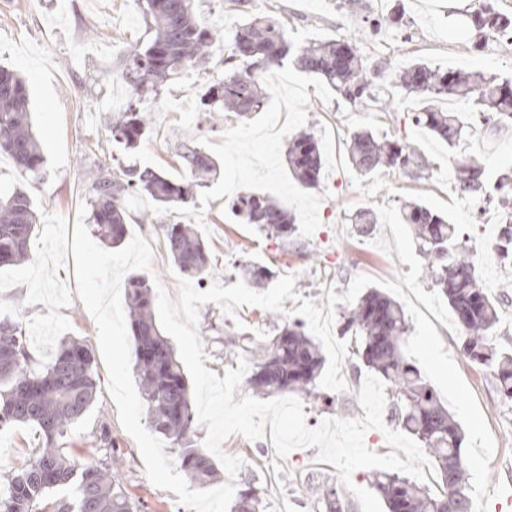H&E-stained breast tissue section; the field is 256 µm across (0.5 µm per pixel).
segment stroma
Masks as SVG:
<instances>
[{
    "mask_svg": "<svg viewBox=\"0 0 512 512\" xmlns=\"http://www.w3.org/2000/svg\"><path fill=\"white\" fill-rule=\"evenodd\" d=\"M483 0H359L358 12L340 0H251V10L280 21L291 40L353 38L365 58L396 65L426 61L435 66L512 75V44L495 50L474 51L470 16ZM398 8L400 28L372 34L365 17ZM150 37L137 0H0V66L25 78L33 128L42 145L45 174L41 180L23 178L12 160L0 155V187L28 191L39 215L40 230L31 243L33 259L26 266L0 269V319L22 323L29 333L37 367L51 360L64 337L85 341L98 373V392L86 416L72 430L71 453L76 460L99 459L101 428H108L122 463L118 484L139 512H188L175 493L148 479L134 439L122 427L108 391V372L98 342L96 324L78 297L71 252L79 203L87 201L86 175L99 167H113L126 157L112 144V119L124 111L130 89L123 73L131 50ZM222 71H209L164 84L147 104L151 132L136 153L137 163L180 176L181 143L203 147L219 163V173L207 186L197 187L189 203L175 215L156 211L146 199L127 207L128 232L144 237L154 250L145 275L160 282L170 297H177L179 272L163 246V226L170 220L197 225L206 240L213 265L199 290L214 282L234 285L240 274L233 261L258 260L274 277L291 275L294 290L315 306L326 307L328 292L346 294L351 280L366 275L396 281L410 267L395 250L390 228L373 225L360 233L350 218L365 208L402 205L420 200L448 214L455 223L496 224L498 213L489 203L460 197L453 182L439 180L450 166L448 148L407 117L415 102L397 112L372 108L357 111L344 105L319 78L286 65L284 81L269 82V97L251 118L238 119L202 111L200 97ZM367 128L374 133L412 145L425 161L427 174L417 176L385 170L357 174L348 161L351 134ZM315 133L325 154L317 189L306 191L293 180L286 144L293 132ZM488 174L512 161V134L483 132L470 140ZM271 194L295 212L298 230L281 238L236 223L226 203L241 188ZM492 297L500 301V322L492 336L496 347L512 349V265L499 264L490 272ZM284 313L255 306L237 314L255 343L270 342L296 309L284 300ZM227 318L212 303L201 306L198 332L204 344V365L217 376L237 368L239 353H230L218 340ZM436 330L449 350L463 380L475 395L495 442L489 464L487 512H512L502 493L512 488V406L497 399L490 371L468 361L460 350L461 336L444 325ZM307 427L326 418H356L362 408L355 392L322 390L320 399H303ZM42 436L32 425L0 431V453L25 465ZM271 439L251 442L239 435L226 439L224 453L243 460L237 489L253 485L260 491L265 512H315L310 494L316 484H338V471L317 460V448L298 449L287 457L270 455Z\"/></svg>",
    "mask_w": 512,
    "mask_h": 512,
    "instance_id": "35a3bbf8",
    "label": "stroma"
}]
</instances>
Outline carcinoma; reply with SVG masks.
<instances>
[{
	"instance_id": "obj_1",
	"label": "carcinoma",
	"mask_w": 512,
	"mask_h": 512,
	"mask_svg": "<svg viewBox=\"0 0 512 512\" xmlns=\"http://www.w3.org/2000/svg\"><path fill=\"white\" fill-rule=\"evenodd\" d=\"M140 2L150 19L151 37L145 47L130 53V103L112 123V139L125 150L139 147L148 135L149 113L142 107L146 94L158 92L172 76L207 70L214 47L224 42L215 29L201 22L194 0ZM471 23L477 51L493 42H512V14L502 11L496 0H483L481 8L471 14ZM227 48L225 62L230 67L201 99L205 112L251 117L262 109L268 96L262 74L291 62L322 79L354 107L374 103L398 110L407 98L419 99L422 106L412 113L413 124L450 149L475 135L463 121L462 112H480L495 127L512 117L511 76L442 69L424 62L404 66L371 63L355 43L344 39L296 45L270 16L250 15L235 27ZM0 153L8 155L23 175L39 174L45 162L32 129L26 81L5 67H0ZM348 158L361 176L379 168L401 173L427 169L411 146L368 129L351 135ZM182 159L186 169L182 179L151 167L121 165L116 170H98L89 179L98 239L112 247L124 242L126 197L141 195L154 207L171 212L188 201L193 187L217 173L215 158L201 147L184 146ZM450 163L457 189L497 203L501 222L494 251L498 260L512 263V169H500L489 190L485 166L477 156L459 152ZM288 164L302 188L317 186L324 157L313 134L301 131L288 142ZM229 205L241 223L254 224L270 235L289 237L296 231L294 214L269 196L245 188ZM400 216L412 229L425 275L447 299L455 316L464 356L492 369L501 396L512 403V351H502L492 343L500 322L498 302L480 287L460 225L419 200L406 202ZM37 226L38 216L26 191H0L1 267L31 261V240ZM164 238L180 273L204 279L212 258L196 225L168 224ZM240 269L244 280L254 286L265 284L272 275L258 262L248 261ZM126 304L133 370L150 427L169 441L188 480L206 485L218 475V468L197 445L198 422L189 386L173 347L160 331L152 289L145 277L129 276ZM409 329L403 306L385 292L369 288L344 312L341 334L353 336L363 366L390 386L387 417L432 455L441 486L433 493L407 477L388 472L372 474L371 483L388 512H471L463 432L440 396L407 359L404 345ZM324 364L320 344L303 330V324H289L272 342L259 347L246 385L256 394L291 392L316 399ZM96 393L93 360L82 340L61 339L51 361L35 369L22 325L0 319V429L34 424L42 433V447L0 483V512H137L136 505L116 489L114 444L107 429H101L99 435L105 459L78 464L67 452L71 429L90 409ZM68 490L74 492L75 501L56 497ZM316 493L325 512H341L339 489L319 486ZM261 504L258 489L249 485L240 491L232 512H259Z\"/></svg>"
}]
</instances>
